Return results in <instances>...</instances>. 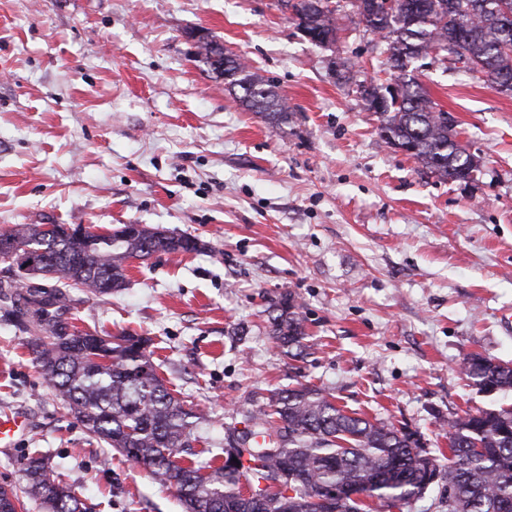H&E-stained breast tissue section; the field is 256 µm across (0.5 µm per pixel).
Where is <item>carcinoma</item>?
<instances>
[{"label": "carcinoma", "mask_w": 512, "mask_h": 512, "mask_svg": "<svg viewBox=\"0 0 512 512\" xmlns=\"http://www.w3.org/2000/svg\"><path fill=\"white\" fill-rule=\"evenodd\" d=\"M503 0H403L396 14H364L349 0L365 30L386 43V69L402 85L379 114L378 132L389 145L410 151L422 168L443 181L461 169L480 171V160L448 134V112L419 83L418 60L439 47L443 63L465 65L495 91L512 95V28L502 22ZM284 10L307 19L313 31L338 34L339 8L301 13L294 0ZM196 60L222 77L242 106L277 129L288 106L269 81L242 68L239 57L217 39L197 46ZM383 84L360 85L370 110ZM22 253L47 255L22 274L12 267L0 279V305L23 296L27 310L7 309L21 331L34 330L28 347L56 397L86 430L125 460L149 469L159 484L175 489L185 512H373L426 497L430 512H512V407L469 411L448 419V458L433 456L416 431L362 417L333 395L298 382L271 393L268 408L239 412L242 428H226L222 454L184 462L181 453L198 441L195 419L166 387L140 336H101L77 329L67 314L71 290L107 295L125 286L128 263L157 252L191 253L197 239L158 227L121 224L68 237L65 225L19 224L0 233ZM36 278L56 282L47 291ZM268 334L287 354L303 353L304 317L291 297L269 305ZM461 374L478 394L512 392V364L480 353L468 355ZM238 460H233V457ZM248 485L253 497L241 495ZM48 512H86L78 488L63 480L45 456L29 460L22 492L0 486V502L17 512L20 495Z\"/></svg>", "instance_id": "obj_1"}]
</instances>
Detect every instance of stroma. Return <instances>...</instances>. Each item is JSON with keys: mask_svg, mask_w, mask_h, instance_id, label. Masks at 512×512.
Wrapping results in <instances>:
<instances>
[{"mask_svg": "<svg viewBox=\"0 0 512 512\" xmlns=\"http://www.w3.org/2000/svg\"><path fill=\"white\" fill-rule=\"evenodd\" d=\"M205 30L275 87L272 129L196 62ZM382 42L356 17L334 47L305 39L279 0H0V233L18 224H149L199 240L131 261L128 283L73 291L79 328L150 338L166 386L220 448L240 407H266L291 373L339 405L448 449L476 394L465 355L512 362V95L435 63L417 78L477 156L474 182L441 181L378 134L357 83H382ZM350 59V77L331 61ZM291 293L303 357L267 334ZM0 316V414L31 432L0 451V486L49 457L92 512H183L174 490L104 448L54 394Z\"/></svg>", "mask_w": 512, "mask_h": 512, "instance_id": "stroma-1", "label": "stroma"}]
</instances>
